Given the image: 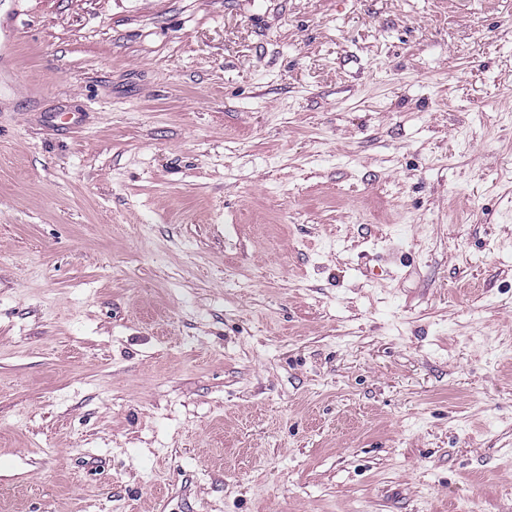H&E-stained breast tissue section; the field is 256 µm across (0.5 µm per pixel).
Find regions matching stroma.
I'll return each mask as SVG.
<instances>
[{"label": "stroma", "instance_id": "stroma-1", "mask_svg": "<svg viewBox=\"0 0 512 512\" xmlns=\"http://www.w3.org/2000/svg\"><path fill=\"white\" fill-rule=\"evenodd\" d=\"M0 512H512V0H0Z\"/></svg>", "mask_w": 512, "mask_h": 512}]
</instances>
